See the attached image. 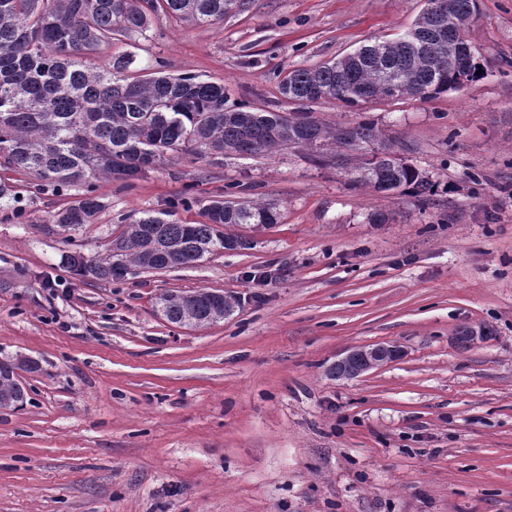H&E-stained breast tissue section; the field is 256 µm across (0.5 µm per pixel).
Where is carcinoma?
I'll use <instances>...</instances> for the list:
<instances>
[{
  "label": "carcinoma",
  "mask_w": 512,
  "mask_h": 512,
  "mask_svg": "<svg viewBox=\"0 0 512 512\" xmlns=\"http://www.w3.org/2000/svg\"><path fill=\"white\" fill-rule=\"evenodd\" d=\"M245 8V0H0V157L4 166L32 176L39 187L66 191L90 178L131 186L165 155L187 151L202 159L211 150L255 156L276 147L305 148L310 159L336 149V157L372 145L370 122L331 130L298 112H262L224 104V85L195 75L161 71L137 74L136 57L125 53L102 64H86L114 41L143 33L152 16H171L211 25ZM439 16L423 11L404 33L355 49L347 57L287 72L281 94L304 104L323 98L357 105L375 98H435L478 79L477 61L467 72L448 62V43L435 40ZM352 182L378 192L411 187L433 193V184L394 153L370 151L354 168ZM103 208L93 186L75 204L54 215L55 223L76 230ZM168 213L145 214L129 225L102 258L80 252L67 256L78 276L110 282L114 269L129 263L146 269L190 265L220 249L246 248L224 236L219 224H276L270 203L252 206L215 200L205 221L178 224ZM162 315L173 324L205 326L224 318L230 301L221 293L195 292V298L164 293ZM25 388L18 380L0 382V407H18Z\"/></svg>",
  "instance_id": "obj_1"
}]
</instances>
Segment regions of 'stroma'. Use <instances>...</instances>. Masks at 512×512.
Segmentation results:
<instances>
[{
    "mask_svg": "<svg viewBox=\"0 0 512 512\" xmlns=\"http://www.w3.org/2000/svg\"><path fill=\"white\" fill-rule=\"evenodd\" d=\"M426 0H247L212 25L152 17L111 51L223 84L232 103L292 113L281 73L407 30ZM466 37L483 77L435 98L308 104L329 128L372 122L436 184L379 193L334 155L179 152L67 232L84 191L11 171L0 208V359L32 358L23 406L0 409V512H512V0H479ZM214 200L275 204L227 224L249 248L84 281L130 218L203 220ZM235 299L204 327L169 323L165 292ZM466 328L490 335L465 346ZM399 357L361 377L348 351ZM397 355L398 350L396 347L382 343L353 349L336 361V366L340 368V373L336 378L349 379L358 377L368 371L388 364ZM336 366L332 369L334 374L338 370Z\"/></svg>",
    "mask_w": 512,
    "mask_h": 512,
    "instance_id": "35a3bbf8",
    "label": "stroma"
}]
</instances>
